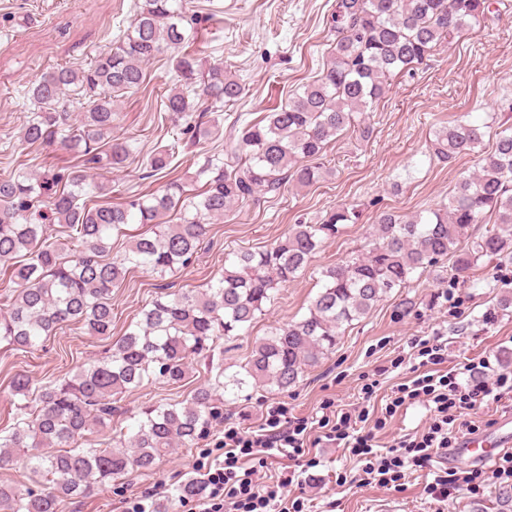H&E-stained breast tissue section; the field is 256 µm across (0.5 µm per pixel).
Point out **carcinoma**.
I'll return each instance as SVG.
<instances>
[{"instance_id": "1", "label": "carcinoma", "mask_w": 512, "mask_h": 512, "mask_svg": "<svg viewBox=\"0 0 512 512\" xmlns=\"http://www.w3.org/2000/svg\"><path fill=\"white\" fill-rule=\"evenodd\" d=\"M490 7L491 0H336L333 39L320 78L245 127L226 147L231 163L205 157L194 173V179L204 180L200 193L186 192L175 180L122 204L90 207L82 200L86 188L102 192L106 187L89 181L85 164L112 169L129 158L128 143L112 138L116 102L144 83V66L151 60L174 53L181 88L166 96L165 111L194 138L220 132L219 123L203 127L196 120L195 98L222 112L245 91L224 64L206 67L185 51L194 18L185 15L183 0H141L118 47L85 68L57 67L29 86L36 112L21 129V140L29 146L56 144L82 164L0 179V268L13 284L0 306V343L11 351L35 349L70 322L91 336L112 339L111 293L127 274L141 268L163 277L186 268L201 251L210 225L224 220L235 205L275 195L290 180L302 187L317 182L322 167L316 161L329 143L351 130L369 139L368 113L385 99L392 81L474 30ZM73 86L85 93L77 114L61 108ZM485 127L466 114L436 128L429 154L448 164L474 154V171L456 182L447 203L424 214L381 213L371 247L326 267L307 313L271 328L256 342L246 378L223 380L224 359L210 353V342L248 332L281 287L336 235L338 225L357 223L356 208L338 207L317 224H295L265 249L227 253L224 274L215 282L155 296L105 356L63 379L39 385L26 371L14 374L9 388L19 402L13 427L0 430V469L27 456L34 487L21 492L0 483V512H57L65 500L87 497L105 483L192 447L212 421L222 418L208 386L187 401L143 407L113 448L76 447L85 435L112 429L114 403L146 380L179 384L203 356L225 395L250 384L284 392L336 347L343 326L405 287L413 274L440 268L451 286L480 260L509 264L512 127L496 132L492 151L484 152ZM175 155L173 143L155 153L149 166L161 173ZM173 210L179 211L178 222L170 224ZM490 222L493 226L472 241L471 249L462 251L470 230ZM55 224L67 228L76 255L64 256L65 243L53 235ZM130 224L146 230L133 236L122 256L109 257L112 236ZM200 489L199 482L186 480L154 512H174L177 501Z\"/></svg>"}]
</instances>
